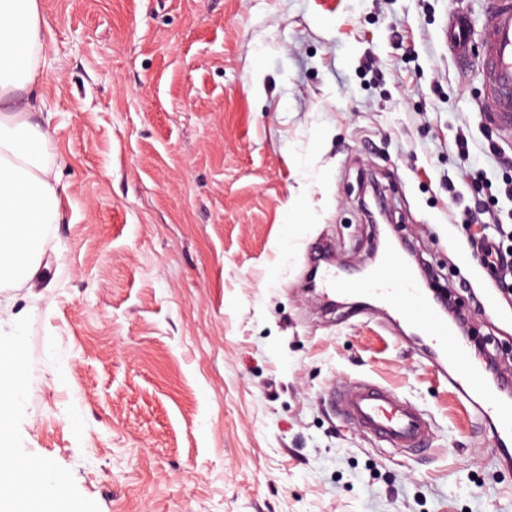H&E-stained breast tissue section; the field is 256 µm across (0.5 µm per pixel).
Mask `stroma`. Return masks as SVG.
I'll return each instance as SVG.
<instances>
[{
  "label": "stroma",
  "instance_id": "35a3bbf8",
  "mask_svg": "<svg viewBox=\"0 0 512 512\" xmlns=\"http://www.w3.org/2000/svg\"><path fill=\"white\" fill-rule=\"evenodd\" d=\"M41 3L62 219L34 287L0 288L27 386L10 450L85 512H512V470L419 335L308 288L319 239L340 265L379 248L376 180L512 370V293L467 245L512 134L444 38L450 9L478 29L490 0ZM479 169L488 185L462 181ZM354 378L423 409L430 450L393 457L343 422L324 392Z\"/></svg>",
  "mask_w": 512,
  "mask_h": 512
}]
</instances>
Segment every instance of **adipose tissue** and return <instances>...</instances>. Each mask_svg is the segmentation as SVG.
Segmentation results:
<instances>
[{
	"label": "adipose tissue",
	"instance_id": "1",
	"mask_svg": "<svg viewBox=\"0 0 512 512\" xmlns=\"http://www.w3.org/2000/svg\"><path fill=\"white\" fill-rule=\"evenodd\" d=\"M47 54L41 0H0V285L24 283L39 270V225L60 221L57 166L47 124L34 120L36 95ZM18 363H0V438L25 396ZM61 475L32 459L0 492V512H14V495L38 496Z\"/></svg>",
	"mask_w": 512,
	"mask_h": 512
}]
</instances>
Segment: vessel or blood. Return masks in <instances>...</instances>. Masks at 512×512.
<instances>
[{"label":"vessel or blood","mask_w":512,"mask_h":512,"mask_svg":"<svg viewBox=\"0 0 512 512\" xmlns=\"http://www.w3.org/2000/svg\"><path fill=\"white\" fill-rule=\"evenodd\" d=\"M474 38L468 17L450 12L448 50L460 71L470 68ZM478 38L482 40L481 75L492 92L493 121L512 131V0H496ZM319 290L325 295L369 293L391 311L392 321L406 322L427 336L437 374L471 407L476 424L488 431L497 462L512 466V387L490 378L484 366L472 360L467 337L429 299L414 268L399 252L388 253L366 279H351L343 270L325 269L319 277ZM326 399L346 424L384 443L392 453L409 455L431 444V421L392 388L352 379L330 387Z\"/></svg>","instance_id":"vessel-or-blood-1"}]
</instances>
